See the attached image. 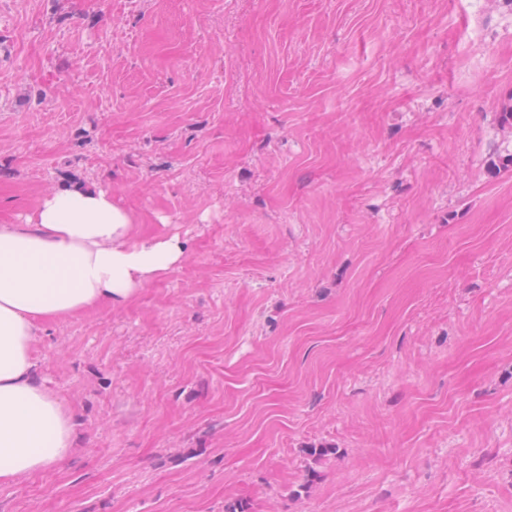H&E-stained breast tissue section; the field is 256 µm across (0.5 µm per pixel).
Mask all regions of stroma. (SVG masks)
<instances>
[{"instance_id":"obj_1","label":"stroma","mask_w":512,"mask_h":512,"mask_svg":"<svg viewBox=\"0 0 512 512\" xmlns=\"http://www.w3.org/2000/svg\"><path fill=\"white\" fill-rule=\"evenodd\" d=\"M63 185L187 250L0 512H512V0H0V224Z\"/></svg>"}]
</instances>
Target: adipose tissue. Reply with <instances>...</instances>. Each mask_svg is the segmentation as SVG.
<instances>
[{
  "label": "adipose tissue",
  "mask_w": 512,
  "mask_h": 512,
  "mask_svg": "<svg viewBox=\"0 0 512 512\" xmlns=\"http://www.w3.org/2000/svg\"><path fill=\"white\" fill-rule=\"evenodd\" d=\"M185 253L179 236L140 234L102 189H60L23 223L0 224V485L76 451L75 416L38 375L45 322L126 304Z\"/></svg>",
  "instance_id": "adipose-tissue-1"
}]
</instances>
